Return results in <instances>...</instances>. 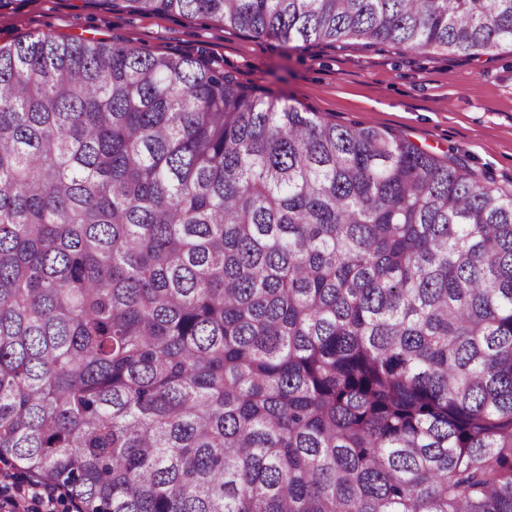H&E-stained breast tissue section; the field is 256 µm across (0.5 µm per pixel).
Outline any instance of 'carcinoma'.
<instances>
[{"instance_id":"1","label":"carcinoma","mask_w":512,"mask_h":512,"mask_svg":"<svg viewBox=\"0 0 512 512\" xmlns=\"http://www.w3.org/2000/svg\"><path fill=\"white\" fill-rule=\"evenodd\" d=\"M463 57L512 0H125ZM86 512H512V192L202 57L0 45V464Z\"/></svg>"}]
</instances>
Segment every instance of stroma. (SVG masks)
<instances>
[{
	"instance_id": "35a3bbf8",
	"label": "stroma",
	"mask_w": 512,
	"mask_h": 512,
	"mask_svg": "<svg viewBox=\"0 0 512 512\" xmlns=\"http://www.w3.org/2000/svg\"><path fill=\"white\" fill-rule=\"evenodd\" d=\"M26 34L95 37L204 55L246 86L345 126L386 129L463 159L512 190V44L476 58L394 45H285L208 18L142 15L106 0H0V45Z\"/></svg>"
}]
</instances>
